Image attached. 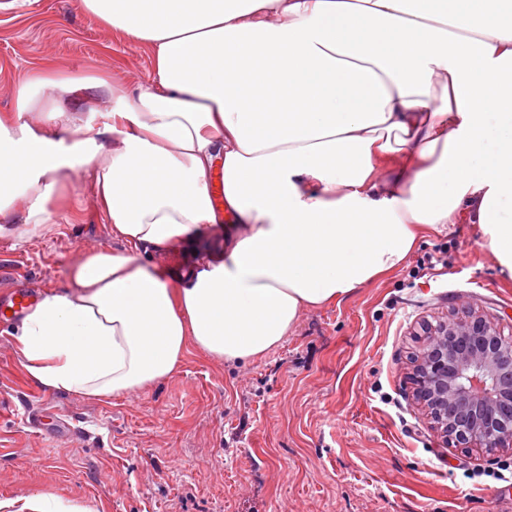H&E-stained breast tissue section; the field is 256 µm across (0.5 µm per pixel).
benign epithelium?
<instances>
[{
  "instance_id": "1",
  "label": "benign epithelium",
  "mask_w": 512,
  "mask_h": 512,
  "mask_svg": "<svg viewBox=\"0 0 512 512\" xmlns=\"http://www.w3.org/2000/svg\"><path fill=\"white\" fill-rule=\"evenodd\" d=\"M421 331L414 397L431 426L453 447L511 448L512 356L497 327L464 306Z\"/></svg>"
}]
</instances>
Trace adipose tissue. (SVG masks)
I'll return each mask as SVG.
<instances>
[{
  "mask_svg": "<svg viewBox=\"0 0 512 512\" xmlns=\"http://www.w3.org/2000/svg\"><path fill=\"white\" fill-rule=\"evenodd\" d=\"M79 5L152 72L131 86L110 62L83 79L46 59L0 112V238L79 219L86 180L125 246L81 250L70 289L15 326L47 390L121 398L192 346L262 358L463 212L512 278V0Z\"/></svg>",
  "mask_w": 512,
  "mask_h": 512,
  "instance_id": "1",
  "label": "adipose tissue"
}]
</instances>
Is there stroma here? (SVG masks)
<instances>
[{"label":"stroma","mask_w":512,"mask_h":512,"mask_svg":"<svg viewBox=\"0 0 512 512\" xmlns=\"http://www.w3.org/2000/svg\"><path fill=\"white\" fill-rule=\"evenodd\" d=\"M48 57L74 77L108 57L132 84L152 70L75 0H24L0 11V112ZM53 223L0 239V290L65 289L82 247L124 248L94 210ZM479 237L460 218L399 269L306 311L267 356L230 366L193 349L120 399L44 389L0 323V498L45 492L95 512H512V478L496 475L512 452L447 446L410 378L420 323L461 306L512 338V278Z\"/></svg>","instance_id":"obj_1"}]
</instances>
